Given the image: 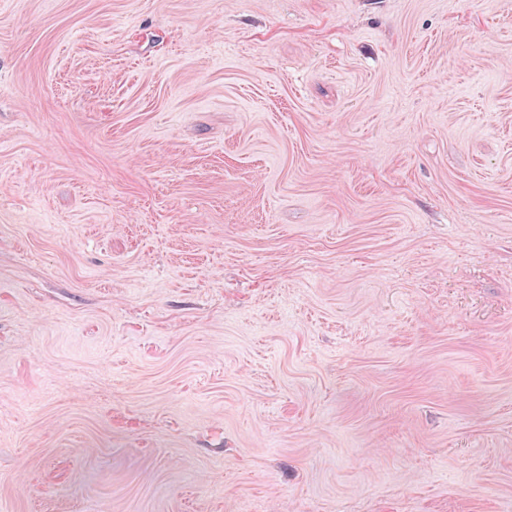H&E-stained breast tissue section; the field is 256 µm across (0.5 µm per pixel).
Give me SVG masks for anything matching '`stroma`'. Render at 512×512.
<instances>
[{
    "label": "stroma",
    "instance_id": "35a3bbf8",
    "mask_svg": "<svg viewBox=\"0 0 512 512\" xmlns=\"http://www.w3.org/2000/svg\"><path fill=\"white\" fill-rule=\"evenodd\" d=\"M512 507V0H0V512Z\"/></svg>",
    "mask_w": 512,
    "mask_h": 512
}]
</instances>
